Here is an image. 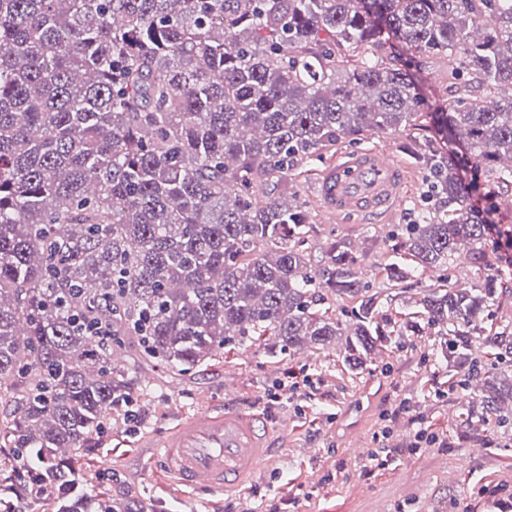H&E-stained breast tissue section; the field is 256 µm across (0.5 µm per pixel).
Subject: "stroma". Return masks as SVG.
<instances>
[{"instance_id":"1","label":"stroma","mask_w":512,"mask_h":512,"mask_svg":"<svg viewBox=\"0 0 512 512\" xmlns=\"http://www.w3.org/2000/svg\"><path fill=\"white\" fill-rule=\"evenodd\" d=\"M405 135L372 132L358 145L339 144L321 158L302 162L288 183L307 203L312 225L309 245L320 260L329 236L360 242L366 280L380 286V264L386 263L397 225L408 223L411 205L420 203L425 177L405 146ZM391 152L406 168L402 205L393 219L367 223L358 216L326 213L314 198L316 179L354 148ZM131 393L143 420L135 431L114 423L92 449L78 450L77 467L90 494L105 493L133 504L136 512H206L200 498L153 464V446L162 432L193 413L200 395L215 407L225 401L263 415L270 423L273 453L248 487L249 512L273 504L277 512H497L481 497L486 485H496L512 497V441L495 427L473 438L462 419L475 399L474 390L449 389V368L438 336L403 337L378 351L372 369L349 371L335 348L286 355L270 346H240L213 360L180 372L141 361L135 346L121 353ZM311 378L312 394L268 401L267 394L289 372ZM410 399L435 432L446 435L447 447L425 448L416 455L389 460L385 468L368 469L367 449L391 403ZM356 427L366 446L348 458L345 426ZM481 455H471L474 445ZM119 479H105L109 470Z\"/></svg>"}]
</instances>
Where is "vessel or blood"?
<instances>
[{"mask_svg":"<svg viewBox=\"0 0 512 512\" xmlns=\"http://www.w3.org/2000/svg\"><path fill=\"white\" fill-rule=\"evenodd\" d=\"M406 171L387 151L362 149L327 169L315 198L330 213L376 219L396 213ZM270 432L261 415L232 405L202 407L165 433L158 459L193 494L239 493L271 455Z\"/></svg>","mask_w":512,"mask_h":512,"instance_id":"b4317fda","label":"vessel or blood"}]
</instances>
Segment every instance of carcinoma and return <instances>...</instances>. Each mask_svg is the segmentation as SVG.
Returning a JSON list of instances; mask_svg holds the SVG:
<instances>
[{"label":"carcinoma","mask_w":512,"mask_h":512,"mask_svg":"<svg viewBox=\"0 0 512 512\" xmlns=\"http://www.w3.org/2000/svg\"><path fill=\"white\" fill-rule=\"evenodd\" d=\"M393 40L448 61V111ZM379 131L408 135L428 184L385 288L342 239L311 263L287 182ZM450 140L485 196L512 194V0H0V469L40 479L23 453L68 473L130 398L112 360L129 339L179 371L264 336L339 343L364 371L403 294L419 318L397 335L436 330L475 385L467 428L512 429V327L484 326L512 286L489 263L483 287L452 282L456 254L484 262L485 224Z\"/></svg>","instance_id":"cac0c4a2"}]
</instances>
